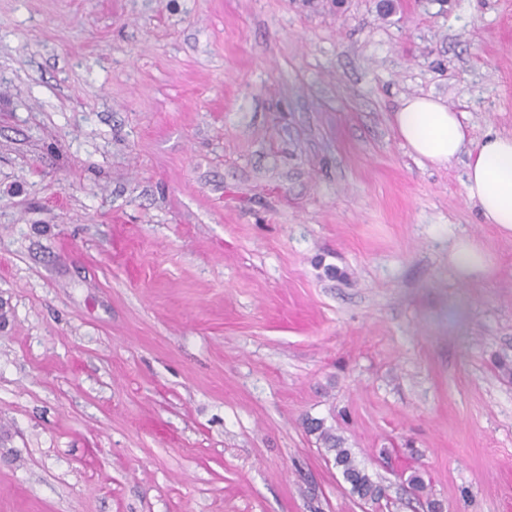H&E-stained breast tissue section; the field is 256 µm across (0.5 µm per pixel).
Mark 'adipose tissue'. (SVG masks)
Returning <instances> with one entry per match:
<instances>
[{
    "label": "adipose tissue",
    "mask_w": 512,
    "mask_h": 512,
    "mask_svg": "<svg viewBox=\"0 0 512 512\" xmlns=\"http://www.w3.org/2000/svg\"><path fill=\"white\" fill-rule=\"evenodd\" d=\"M395 127L418 159L433 166L447 165L467 153L464 186L479 209L483 223L512 232V134L488 133L465 150L464 113L430 96L405 98L394 114Z\"/></svg>",
    "instance_id": "ef3b65f1"
}]
</instances>
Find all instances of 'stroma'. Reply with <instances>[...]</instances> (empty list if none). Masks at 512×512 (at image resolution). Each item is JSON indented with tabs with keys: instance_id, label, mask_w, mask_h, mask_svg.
<instances>
[{
	"instance_id": "obj_1",
	"label": "stroma",
	"mask_w": 512,
	"mask_h": 512,
	"mask_svg": "<svg viewBox=\"0 0 512 512\" xmlns=\"http://www.w3.org/2000/svg\"><path fill=\"white\" fill-rule=\"evenodd\" d=\"M412 96L511 134L512 0H0V512H512V232ZM394 124L411 153L436 167L447 165L465 145L464 113L430 96L405 98L394 112ZM451 258L459 272L467 276L474 271L486 270L489 260L482 249L471 240H460L452 247ZM312 431L318 432V438L333 452V461L341 471L343 480L350 485V490L360 499L375 498L379 491L371 476L355 459L349 448L343 446L344 441L336 436L332 429L324 427L323 422H316Z\"/></svg>"
}]
</instances>
